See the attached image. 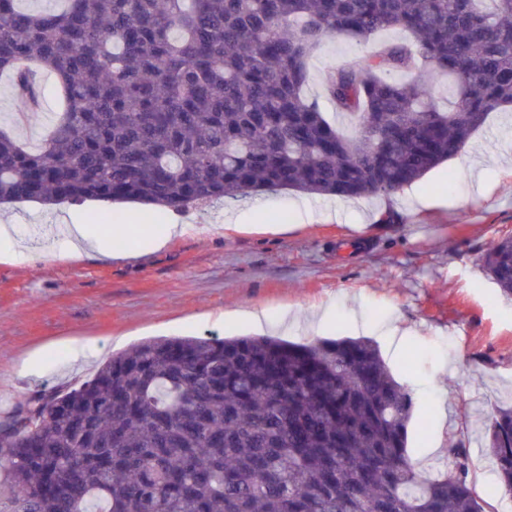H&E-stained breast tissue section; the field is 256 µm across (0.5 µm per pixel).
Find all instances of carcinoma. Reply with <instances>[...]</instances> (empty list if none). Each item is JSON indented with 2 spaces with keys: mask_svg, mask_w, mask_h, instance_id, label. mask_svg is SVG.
I'll return each instance as SVG.
<instances>
[{
  "mask_svg": "<svg viewBox=\"0 0 512 512\" xmlns=\"http://www.w3.org/2000/svg\"><path fill=\"white\" fill-rule=\"evenodd\" d=\"M0 0L13 124L64 108L33 150L0 127V206L87 201L181 212L288 190L389 198L512 106V0ZM400 29L334 68L312 52ZM403 74L405 80L394 76ZM448 76V98L435 79ZM512 296V234L484 254ZM415 405L367 338L172 337L30 398L0 446L10 512H487L459 441L451 470L408 453ZM487 452L512 492V407ZM372 43V42H371ZM357 44L345 38H335L324 43L321 48L315 52L310 60V79L306 88L309 96L320 97L323 84L328 76V70L345 60L361 56L367 53L372 44ZM321 106L326 116L333 121L336 116L331 107L327 106L323 98H319Z\"/></svg>",
  "mask_w": 512,
  "mask_h": 512,
  "instance_id": "carcinoma-1",
  "label": "carcinoma"
}]
</instances>
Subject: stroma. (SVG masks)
<instances>
[{
    "mask_svg": "<svg viewBox=\"0 0 512 512\" xmlns=\"http://www.w3.org/2000/svg\"><path fill=\"white\" fill-rule=\"evenodd\" d=\"M368 50L345 38L324 43L310 60L307 94L320 96L332 66ZM387 203L398 219L378 223ZM73 213L105 235L121 215L136 257L69 254L55 227ZM228 213L235 227H226ZM168 215L100 201L0 209V225L21 244L0 256V422L150 338L365 336L426 420L409 440L417 467L434 471L451 442L465 440L471 479L484 491L494 467L483 431L496 409L512 406V299L482 264L512 233V112L492 113L461 155L388 202L260 192L182 213L187 231L147 248ZM251 309L266 312L263 330L244 319Z\"/></svg>",
    "mask_w": 512,
    "mask_h": 512,
    "instance_id": "35a3bbf8",
    "label": "stroma"
}]
</instances>
